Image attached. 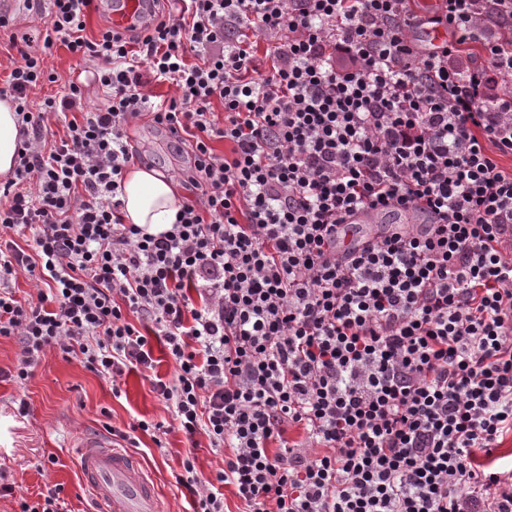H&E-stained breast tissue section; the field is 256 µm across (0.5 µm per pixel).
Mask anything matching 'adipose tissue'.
Returning a JSON list of instances; mask_svg holds the SVG:
<instances>
[{
    "mask_svg": "<svg viewBox=\"0 0 512 512\" xmlns=\"http://www.w3.org/2000/svg\"><path fill=\"white\" fill-rule=\"evenodd\" d=\"M122 200L126 223L146 224L157 233L174 222L181 197L171 177L135 165L124 173Z\"/></svg>",
    "mask_w": 512,
    "mask_h": 512,
    "instance_id": "ef3b65f1",
    "label": "adipose tissue"
}]
</instances>
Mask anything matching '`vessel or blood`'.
<instances>
[{
  "label": "vessel or blood",
  "mask_w": 512,
  "mask_h": 512,
  "mask_svg": "<svg viewBox=\"0 0 512 512\" xmlns=\"http://www.w3.org/2000/svg\"><path fill=\"white\" fill-rule=\"evenodd\" d=\"M145 7V0H113V30L139 26ZM77 455L83 483L93 495L94 512H165L152 478L130 449L92 437L82 440Z\"/></svg>",
  "instance_id": "b4317fda"
}]
</instances>
